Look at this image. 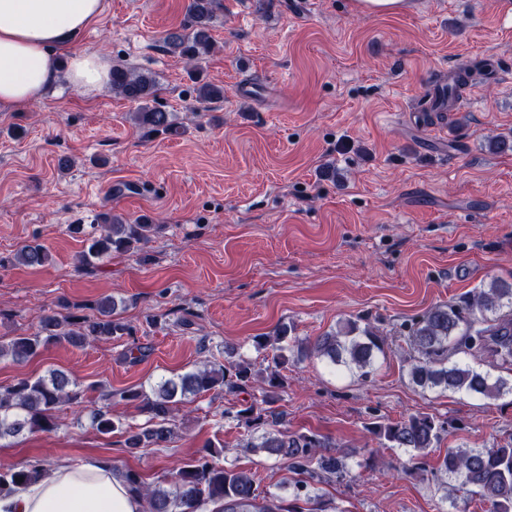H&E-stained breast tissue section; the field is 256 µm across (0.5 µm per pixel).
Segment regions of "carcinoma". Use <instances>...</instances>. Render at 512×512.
Here are the masks:
<instances>
[{
  "instance_id": "obj_1",
  "label": "carcinoma",
  "mask_w": 512,
  "mask_h": 512,
  "mask_svg": "<svg viewBox=\"0 0 512 512\" xmlns=\"http://www.w3.org/2000/svg\"><path fill=\"white\" fill-rule=\"evenodd\" d=\"M221 9L220 0H189L187 18L181 27L162 38L167 52L196 63L213 51L210 28ZM487 60L465 65L448 73V82L437 86L438 95L424 101V110L440 112L445 101L457 99L469 84L488 74ZM112 91L136 105L137 124L146 132L172 128L171 113L150 105L157 92L156 79L149 73L121 67L112 68ZM224 98V87L203 82L196 88L200 104ZM160 229L158 224L132 222L108 210L98 215L96 224H71L68 231L84 238L86 249L77 257L83 270L93 269L113 254H136ZM50 261L49 252L38 243L26 244L12 257L0 259L8 265L42 267ZM57 306L66 314L52 311L40 317L37 329L0 343V358L22 363L59 343L82 348L91 341L132 334L131 327L117 318V303L110 296L92 302L90 314L70 311L67 300ZM404 367L409 382L423 392H464L487 400L512 395V378L493 375L459 358V355L488 359L489 365L512 372V281L493 280L460 303H440L405 325ZM284 326L273 336L256 340L259 347L272 346L274 364L286 361L284 351L304 357L314 353L336 369L368 377L386 357V338L378 327L359 320H348L335 332L304 344ZM260 378L261 399L225 410L224 417L244 428L242 447L288 462L301 479L288 485L292 503L260 488L254 476L219 463L226 448L210 446L186 461L170 475L166 484L150 486L141 476L126 470L123 476L129 490L142 501L143 512H312L316 485L326 478L338 482L355 478L352 467L329 439L305 432L279 430L280 414L272 410L284 382L276 369L256 373L250 363L235 359L225 349L224 362L204 361L195 370L165 379L150 391L130 389L119 394L125 401H137L150 416L149 424L126 431L124 445L129 450L163 447L175 437L171 417L177 404L188 394L212 390L243 391ZM83 398V389L65 373L22 378L0 388V440L26 433L50 431L56 426V411ZM91 426L100 434L116 429L112 413L101 407L91 413ZM448 421L433 414H411L399 421L374 420L366 430L377 447L369 451L373 460L381 448H397L408 453L403 471L415 475L426 471L427 455L447 432ZM47 475L46 463L38 458L0 470V498L11 496L18 487L32 484ZM442 500H454L464 490L490 504V512H512V441L491 448H449L434 467Z\"/></svg>"
}]
</instances>
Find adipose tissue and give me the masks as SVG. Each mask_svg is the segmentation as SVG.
Instances as JSON below:
<instances>
[{"instance_id":"obj_1","label":"adipose tissue","mask_w":512,"mask_h":512,"mask_svg":"<svg viewBox=\"0 0 512 512\" xmlns=\"http://www.w3.org/2000/svg\"><path fill=\"white\" fill-rule=\"evenodd\" d=\"M101 0H0V104L23 108L60 81L88 92L108 84L109 63L60 52L100 13ZM0 512H142L121 472L97 461L59 465L0 499Z\"/></svg>"}]
</instances>
